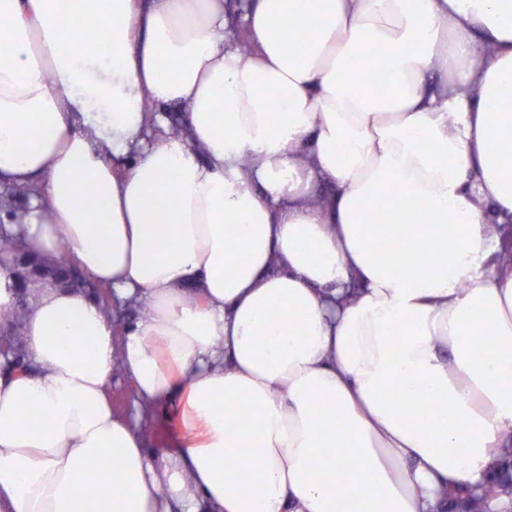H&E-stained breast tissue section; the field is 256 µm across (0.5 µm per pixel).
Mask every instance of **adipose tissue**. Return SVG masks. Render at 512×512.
<instances>
[{
    "instance_id": "ef3b65f1",
    "label": "adipose tissue",
    "mask_w": 512,
    "mask_h": 512,
    "mask_svg": "<svg viewBox=\"0 0 512 512\" xmlns=\"http://www.w3.org/2000/svg\"><path fill=\"white\" fill-rule=\"evenodd\" d=\"M507 86L512 0H249L238 25L0 0V192L32 191L0 228L145 309L117 343L83 291L31 288L0 512H434L480 483L512 429ZM118 364L180 404L179 447L113 413Z\"/></svg>"
}]
</instances>
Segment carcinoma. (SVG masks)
<instances>
[{
  "label": "carcinoma",
  "instance_id": "obj_1",
  "mask_svg": "<svg viewBox=\"0 0 512 512\" xmlns=\"http://www.w3.org/2000/svg\"><path fill=\"white\" fill-rule=\"evenodd\" d=\"M21 240L5 233L0 236V256L18 255ZM19 306L0 311V323L9 330L7 340L13 348L14 364L24 363V331ZM439 512H512V432L504 434L503 447L489 466L485 479L477 485L448 484L441 493Z\"/></svg>",
  "mask_w": 512,
  "mask_h": 512
}]
</instances>
